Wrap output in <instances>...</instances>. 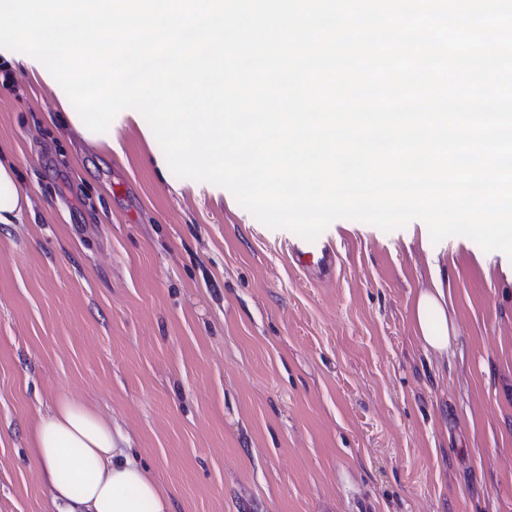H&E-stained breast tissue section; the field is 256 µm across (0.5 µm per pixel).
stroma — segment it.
<instances>
[{
	"mask_svg": "<svg viewBox=\"0 0 512 512\" xmlns=\"http://www.w3.org/2000/svg\"><path fill=\"white\" fill-rule=\"evenodd\" d=\"M0 153V512H58L27 435L61 397L129 439L174 512H512V259L333 221L317 283L227 189L162 172L146 120L92 143L11 60ZM440 274L457 339L414 334ZM32 209L31 196L17 180L14 164L0 153V224H19Z\"/></svg>",
	"mask_w": 512,
	"mask_h": 512,
	"instance_id": "1",
	"label": "stroma"
}]
</instances>
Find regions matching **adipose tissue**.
<instances>
[{"label": "adipose tissue", "mask_w": 512, "mask_h": 512, "mask_svg": "<svg viewBox=\"0 0 512 512\" xmlns=\"http://www.w3.org/2000/svg\"><path fill=\"white\" fill-rule=\"evenodd\" d=\"M33 209L31 196L0 155V224H18ZM425 351L445 357L456 328L441 279L422 289L412 310ZM125 438L86 401L63 397L39 414L29 449L60 512H173L172 499L130 455Z\"/></svg>", "instance_id": "obj_1"}]
</instances>
